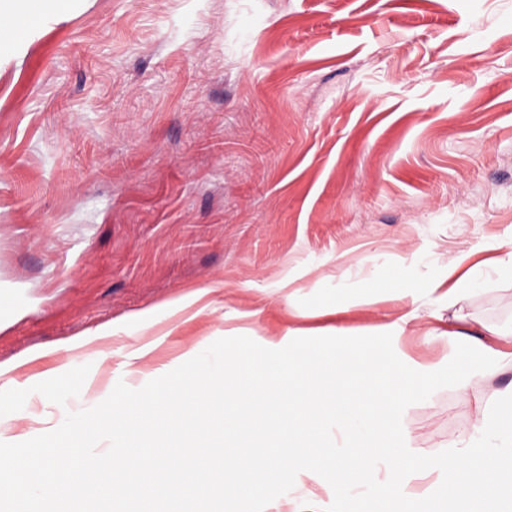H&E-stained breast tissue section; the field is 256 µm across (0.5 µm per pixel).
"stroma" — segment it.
<instances>
[{
  "instance_id": "35a3bbf8",
  "label": "stroma",
  "mask_w": 512,
  "mask_h": 512,
  "mask_svg": "<svg viewBox=\"0 0 512 512\" xmlns=\"http://www.w3.org/2000/svg\"><path fill=\"white\" fill-rule=\"evenodd\" d=\"M29 10L32 39L0 59V362L45 355L13 374L31 391L14 433L136 386L125 355L154 338L140 371L224 337L377 334L414 307L397 347L416 362L447 363L459 314L482 322L468 341L512 352V280L495 269L512 250V0ZM456 265L480 280L460 309ZM199 287L209 310H163ZM107 324L108 360L62 350ZM85 364L66 406L33 392ZM510 390L502 361L410 405L411 450L447 449ZM286 498L333 501L301 475Z\"/></svg>"
}]
</instances>
